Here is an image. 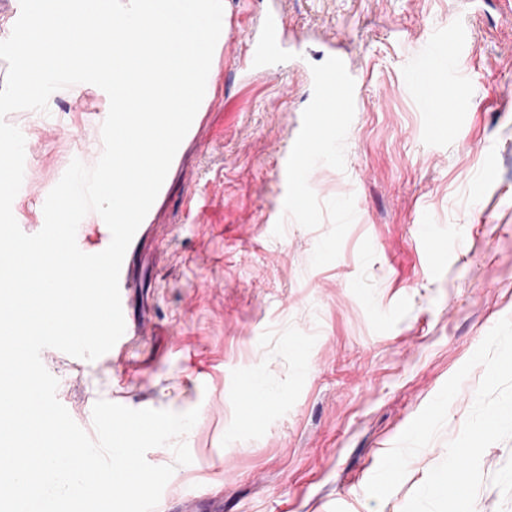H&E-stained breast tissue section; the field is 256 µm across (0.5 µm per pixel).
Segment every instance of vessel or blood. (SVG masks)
Instances as JSON below:
<instances>
[{"mask_svg": "<svg viewBox=\"0 0 512 512\" xmlns=\"http://www.w3.org/2000/svg\"><path fill=\"white\" fill-rule=\"evenodd\" d=\"M280 22V16H268L264 34L258 39L242 29L230 28L227 42L231 45L245 44L248 50L246 65L262 66L266 60L282 52ZM453 67V61L447 54L446 40L433 39L429 41L423 56L408 70L409 81L427 114L428 132L435 139L447 136L445 116L458 109L457 101L448 90ZM307 82L313 90L311 115L298 131L292 153L281 169L283 182L291 186L309 180L314 172L315 160L328 154L330 139L317 131L321 113L341 115L354 111L360 84L359 74L349 60L336 53L329 54L322 69L309 74ZM156 231V225L151 223L140 224L137 229L120 270L121 297H129L135 286L133 266L140 245ZM76 241L81 251L95 254L109 245L111 233L104 224H82L78 227Z\"/></svg>", "mask_w": 512, "mask_h": 512, "instance_id": "1", "label": "vessel or blood"}]
</instances>
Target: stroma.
I'll return each instance as SVG.
<instances>
[{
	"label": "stroma",
	"instance_id": "stroma-1",
	"mask_svg": "<svg viewBox=\"0 0 512 512\" xmlns=\"http://www.w3.org/2000/svg\"><path fill=\"white\" fill-rule=\"evenodd\" d=\"M503 0H229L260 34L282 11L272 74L222 50L221 103L207 116L140 248L130 311L148 333L112 360L59 352L57 398L93 432L105 399L199 418L155 512H402L445 457L483 378L475 367L435 439L383 502L365 488L383 455L512 316V25ZM456 56L448 136L431 139L407 64L448 31ZM339 50L361 76L335 150L283 204L278 169L307 118V73ZM103 100L55 96L48 113L8 115L36 142L39 175L15 219L71 159L91 164ZM493 178H486L487 169ZM260 373L268 401L253 404ZM475 512H512V440L490 445Z\"/></svg>",
	"mask_w": 512,
	"mask_h": 512
}]
</instances>
